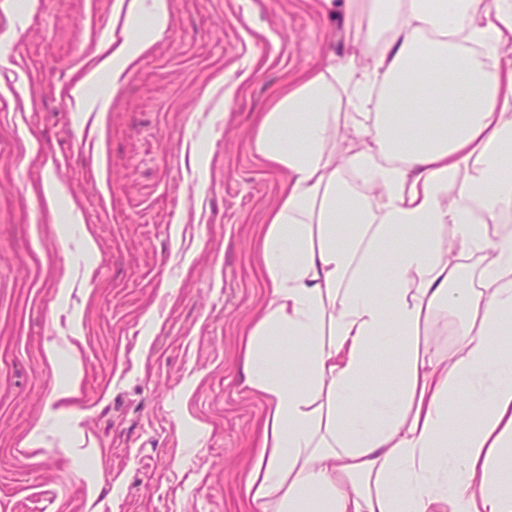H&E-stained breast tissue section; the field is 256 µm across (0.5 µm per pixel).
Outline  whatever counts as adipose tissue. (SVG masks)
<instances>
[{"instance_id": "obj_1", "label": "adipose tissue", "mask_w": 512, "mask_h": 512, "mask_svg": "<svg viewBox=\"0 0 512 512\" xmlns=\"http://www.w3.org/2000/svg\"><path fill=\"white\" fill-rule=\"evenodd\" d=\"M345 8L369 16L363 54L308 69L256 119L253 148L288 187L243 361L268 406L246 494L258 512H512V0ZM153 43L100 45L89 77L120 87ZM453 308L442 354L425 334ZM381 345L398 365L373 359ZM389 372L388 392L362 393ZM458 396L480 416L452 443Z\"/></svg>"}]
</instances>
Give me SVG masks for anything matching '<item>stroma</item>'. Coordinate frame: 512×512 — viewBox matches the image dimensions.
I'll return each instance as SVG.
<instances>
[{
    "instance_id": "stroma-1",
    "label": "stroma",
    "mask_w": 512,
    "mask_h": 512,
    "mask_svg": "<svg viewBox=\"0 0 512 512\" xmlns=\"http://www.w3.org/2000/svg\"><path fill=\"white\" fill-rule=\"evenodd\" d=\"M169 13L113 94L109 76L83 81L95 51L149 33V14L0 0V512H248L265 400L243 332L285 182L253 153L254 123L288 79L360 52L367 21L324 0ZM226 78L242 81L229 103ZM75 87L112 94L104 135L82 129ZM49 178L67 193L54 211Z\"/></svg>"
}]
</instances>
